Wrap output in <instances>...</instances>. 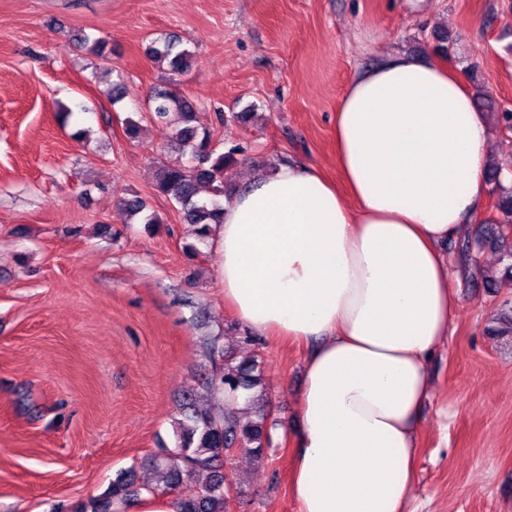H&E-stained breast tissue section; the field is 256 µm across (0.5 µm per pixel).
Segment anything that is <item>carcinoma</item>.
Returning a JSON list of instances; mask_svg holds the SVG:
<instances>
[{"label":"carcinoma","instance_id":"1","mask_svg":"<svg viewBox=\"0 0 512 512\" xmlns=\"http://www.w3.org/2000/svg\"><path fill=\"white\" fill-rule=\"evenodd\" d=\"M147 53L157 63L168 67V81L154 88L149 96L152 119L161 124L176 122L170 145L178 153L190 155V162H175L160 166L156 173V190L180 206L189 224L199 225L200 239L211 235L212 226L224 223L221 198L226 195L229 170L236 163L239 148L219 152L212 145L210 130L201 123L191 99L180 90L177 76L187 71L193 54L178 48L174 39L152 42ZM475 102L496 115L497 126L504 132L512 126V112H500L493 97L479 94ZM502 169L487 170L486 180L493 185L494 208L502 219L488 222V231L477 242V248L498 247L509 260L504 278L488 282L489 288L512 286V187L502 183ZM208 198L201 199L202 192ZM126 210L141 218L144 224H158L160 218L146 201L133 197L123 201ZM261 362L253 357L239 360L231 351L224 352V370L216 372L204 383L212 399L235 400L239 393H249L248 399L258 398L263 388ZM183 419L177 422L176 444L153 455L150 466L157 473L154 486L136 481L130 468L117 474L101 494L69 505H59L53 512H122L128 502L143 493L159 490H179L174 501L175 512H226L229 488L224 467L232 447L243 449L254 458L266 457L269 437L267 413L244 419L233 411L208 412L196 409L193 400L182 405Z\"/></svg>","mask_w":512,"mask_h":512}]
</instances>
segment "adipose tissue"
<instances>
[{"instance_id": "ef3b65f1", "label": "adipose tissue", "mask_w": 512, "mask_h": 512, "mask_svg": "<svg viewBox=\"0 0 512 512\" xmlns=\"http://www.w3.org/2000/svg\"><path fill=\"white\" fill-rule=\"evenodd\" d=\"M488 136L460 69L392 54L337 103L339 182L281 165L225 205V302L311 346L298 512H406L429 364L457 306L441 246L482 209Z\"/></svg>"}]
</instances>
